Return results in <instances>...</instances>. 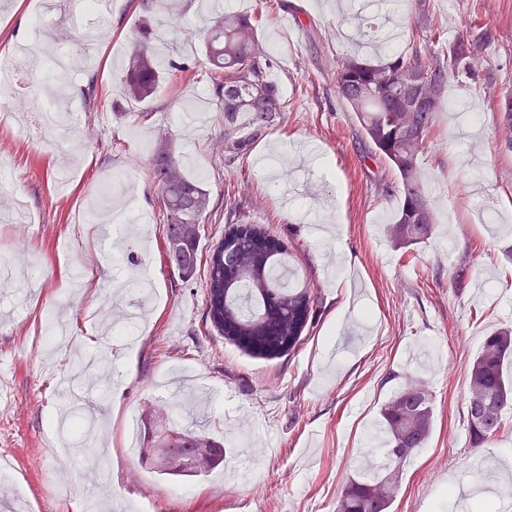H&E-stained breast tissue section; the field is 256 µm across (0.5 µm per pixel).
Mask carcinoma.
I'll return each mask as SVG.
<instances>
[{"instance_id":"obj_1","label":"carcinoma","mask_w":512,"mask_h":512,"mask_svg":"<svg viewBox=\"0 0 512 512\" xmlns=\"http://www.w3.org/2000/svg\"><path fill=\"white\" fill-rule=\"evenodd\" d=\"M148 25L138 30L122 77L126 101L142 105L166 82L151 57ZM481 45L471 35L448 42L442 55L427 43L412 42L407 50L373 63L356 56L336 62L334 84L371 145L369 159H384L396 175L394 191L401 205L389 237L404 244L430 239L435 218L419 168L428 139L434 100L444 99L448 74L471 73L469 60ZM213 97L224 113V160L233 163L246 154L274 120L286 111L279 87L270 79L271 57L257 36L255 21L245 13H224L213 21L206 41ZM503 129L512 133V94L500 100ZM152 175L164 209V239L169 267L181 277L196 268L201 222L209 196L186 176L169 152L152 157ZM270 233L254 224L232 227L211 250L206 277L205 319L224 340L257 358L289 355L301 344L317 314L319 296L309 286L290 287L280 275L287 244L271 251L256 246L255 236ZM512 361V330L487 336L468 371L466 418L469 445L482 448L500 430L502 415L512 409V377L503 366ZM388 434L381 466L360 480L350 481L337 501V512H389L399 491V475L429 436L432 399L418 382L405 383L380 409ZM139 459L170 480H202L224 463V446L193 420L185 428L170 426L169 415L158 413Z\"/></svg>"}]
</instances>
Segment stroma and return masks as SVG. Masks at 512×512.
<instances>
[{"label":"stroma","mask_w":512,"mask_h":512,"mask_svg":"<svg viewBox=\"0 0 512 512\" xmlns=\"http://www.w3.org/2000/svg\"><path fill=\"white\" fill-rule=\"evenodd\" d=\"M250 14L274 60L271 76L288 107L247 155L224 163V115L211 93L205 36L215 5ZM58 18L71 56L59 80L78 122L39 134L36 113L51 51L35 33L36 11ZM68 0H0V54L25 51L31 93L0 92V114L33 132L17 142L0 125V258L32 277L20 306L0 287V457L10 462L0 495L20 512H336L350 479L365 471L382 404L407 379L432 397L425 448L403 471L391 512H499L512 494V410L483 450L468 445L467 373L486 336L512 328V149L497 110L512 92V0H430V22L414 24L402 0L394 47L430 30L455 38L491 28L473 78H452L420 156L436 228L431 239L397 245L396 176L368 160L354 112L336 95L332 62L360 53L352 0H112L96 44L64 23ZM176 20L154 41L162 63H184L149 103L133 107L120 76L142 23ZM96 96L87 99L88 81ZM481 115L467 122L456 110ZM167 150L209 195L201 260L182 279L165 259L164 224L152 179L153 151ZM241 202L247 221L288 244L295 282L320 296L303 344L265 360L226 343L205 322L206 260ZM504 227L482 222L479 205ZM147 217L117 260L92 261L103 229L124 211ZM68 322L73 341L42 344L46 311ZM93 347L107 372L87 396L103 414L91 454L55 453L51 423L62 411L57 379L75 350ZM193 375L209 433L224 444V466L199 482L175 483L125 449L128 418L160 407L181 422L164 379Z\"/></svg>","instance_id":"35a3bbf8"}]
</instances>
